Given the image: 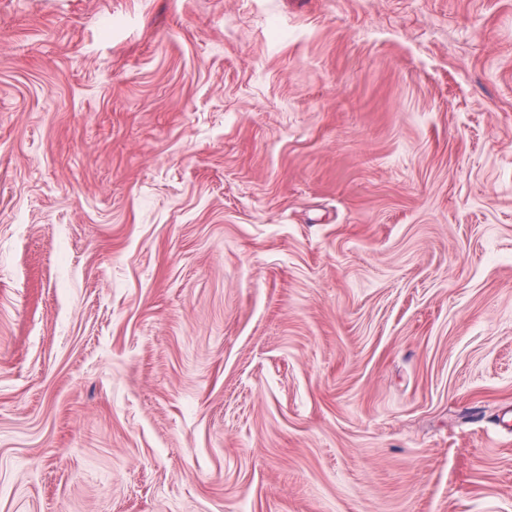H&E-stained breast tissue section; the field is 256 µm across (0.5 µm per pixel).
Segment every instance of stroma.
Returning a JSON list of instances; mask_svg holds the SVG:
<instances>
[{
    "instance_id": "35a3bbf8",
    "label": "stroma",
    "mask_w": 512,
    "mask_h": 512,
    "mask_svg": "<svg viewBox=\"0 0 512 512\" xmlns=\"http://www.w3.org/2000/svg\"><path fill=\"white\" fill-rule=\"evenodd\" d=\"M0 512H512V0H0Z\"/></svg>"
}]
</instances>
